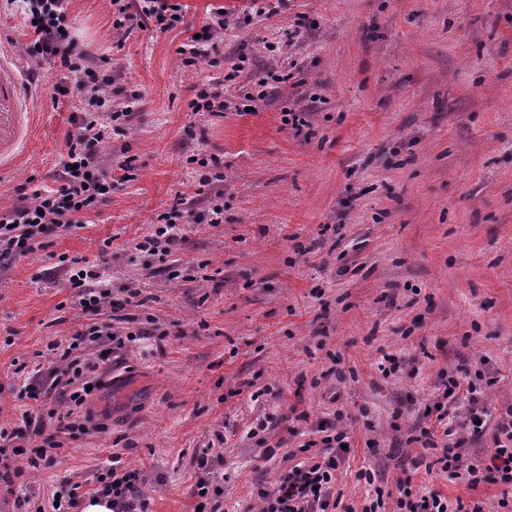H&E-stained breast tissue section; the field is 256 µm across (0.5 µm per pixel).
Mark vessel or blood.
<instances>
[{
  "mask_svg": "<svg viewBox=\"0 0 512 512\" xmlns=\"http://www.w3.org/2000/svg\"><path fill=\"white\" fill-rule=\"evenodd\" d=\"M34 124L20 64L14 53L0 50V167L15 163L22 155Z\"/></svg>",
  "mask_w": 512,
  "mask_h": 512,
  "instance_id": "vessel-or-blood-1",
  "label": "vessel or blood"
}]
</instances>
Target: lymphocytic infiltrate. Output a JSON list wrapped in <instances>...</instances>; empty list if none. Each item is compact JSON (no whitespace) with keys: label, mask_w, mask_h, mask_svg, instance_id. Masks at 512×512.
Segmentation results:
<instances>
[{"label":"lymphocytic infiltrate","mask_w":512,"mask_h":512,"mask_svg":"<svg viewBox=\"0 0 512 512\" xmlns=\"http://www.w3.org/2000/svg\"><path fill=\"white\" fill-rule=\"evenodd\" d=\"M24 15L33 34L26 51L36 62L57 64L77 81L83 100L73 132L68 136L67 152L56 174V189L45 192L19 191L17 202L0 207V268L8 267L18 256L42 247L44 238L68 230L80 214L102 202L112 192L111 170L100 162V147L132 118L129 110L112 106L111 73L100 70L79 51L69 31L64 28L66 0H24ZM112 26L119 29L126 21L138 20L140 26L167 31L183 19L178 0H110ZM92 365L62 352L46 373L32 377L27 393L36 399L60 385L71 388L68 410L58 416V429L75 433L80 425L72 413L88 395L81 386L82 376L91 374ZM441 402L435 403L436 418L423 429L419 441L433 450V462L451 479L467 481L470 487L481 484L503 485L512 489V407L496 426L494 446L475 461L464 459L458 445L449 444L455 428L448 420L443 400L464 399L468 403L463 427L480 434L487 409L475 383L449 376L444 382ZM346 432L325 428L321 438L326 455L292 467L281 473L271 489L258 493L260 512H330L340 458L338 448L345 444ZM140 475L135 471L112 468L97 478L96 496L112 500V512H147L146 502H135Z\"/></svg>","instance_id":"lymphocytic-infiltrate-1"}]
</instances>
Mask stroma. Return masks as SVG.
I'll return each instance as SVG.
<instances>
[{
    "label": "stroma",
    "instance_id": "obj_1",
    "mask_svg": "<svg viewBox=\"0 0 512 512\" xmlns=\"http://www.w3.org/2000/svg\"><path fill=\"white\" fill-rule=\"evenodd\" d=\"M180 2L182 23L163 32L113 28L109 0H69L71 36L133 112L103 158L132 168L81 226L0 271V427L32 422L0 443V467L45 435L61 443L53 467L0 481V512H52L63 485L88 495L115 459L139 470L149 512H257L258 488L310 460L326 424L349 443L336 512L376 488L379 512H400L403 482L500 512L502 486L448 481L416 438L442 373L476 382L489 408L469 458L512 405V0ZM220 9L223 36L183 66L179 47ZM23 79L44 119L23 166L0 175L5 207L25 181L53 189L81 101L59 67L28 62ZM204 83L224 111L190 110ZM289 112L306 125H286ZM179 195L192 204L179 245L139 250ZM216 195L223 223H196ZM62 255L111 289L100 316L83 312ZM94 323L138 337L108 357L81 345L99 386L84 430L59 434L64 392L35 402L24 387L49 344ZM386 355L400 363L389 376ZM205 450L224 491L204 503Z\"/></svg>",
    "mask_w": 512,
    "mask_h": 512
}]
</instances>
